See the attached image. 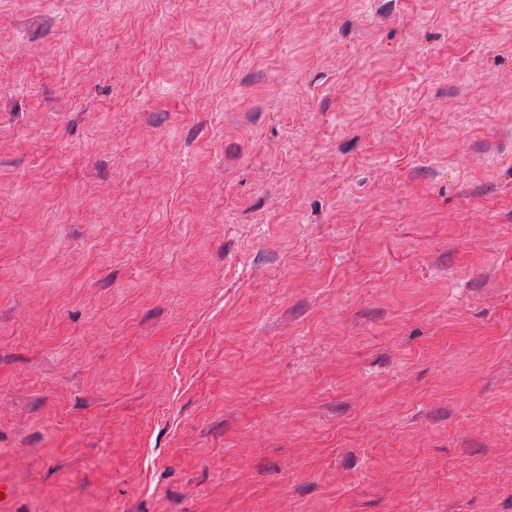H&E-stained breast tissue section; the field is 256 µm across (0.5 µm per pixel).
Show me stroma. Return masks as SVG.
I'll list each match as a JSON object with an SVG mask.
<instances>
[{
  "mask_svg": "<svg viewBox=\"0 0 512 512\" xmlns=\"http://www.w3.org/2000/svg\"><path fill=\"white\" fill-rule=\"evenodd\" d=\"M0 512H512V0H0Z\"/></svg>",
  "mask_w": 512,
  "mask_h": 512,
  "instance_id": "obj_1",
  "label": "stroma"
}]
</instances>
